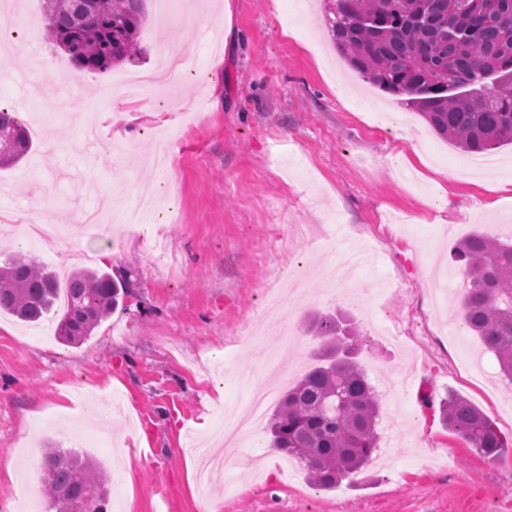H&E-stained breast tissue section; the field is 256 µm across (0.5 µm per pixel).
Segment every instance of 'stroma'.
<instances>
[{"label":"stroma","mask_w":512,"mask_h":512,"mask_svg":"<svg viewBox=\"0 0 512 512\" xmlns=\"http://www.w3.org/2000/svg\"><path fill=\"white\" fill-rule=\"evenodd\" d=\"M171 2L165 20L147 0L136 63L84 74L63 99L76 68L46 39L40 0L9 2L26 44L0 65V97L28 103L17 118L33 150L0 172V253L58 273L108 267L127 274L131 294L78 346L55 339L56 315L25 324L0 313V512H23L28 459L49 443L103 465L107 512H512V386L477 337L454 329L459 289L440 288L458 274L461 238L512 240V200L489 207L470 155L337 54L324 22L332 0H228L226 28L218 0L207 12ZM174 31L189 41L193 78L157 96L107 97L115 76L158 65ZM115 107L131 116L126 140L89 151L86 122ZM161 149L176 217L112 223L109 201L156 181ZM39 204L58 211V253L19 245L15 220ZM93 206L95 229L79 220ZM290 253L307 284L282 297L285 329L269 328L262 285ZM323 314L357 333L355 359L380 393L379 459L355 481L317 488L261 426L237 448L261 470L189 480L187 435L222 457L224 405L260 386L268 355L295 379L311 368ZM451 394L503 435L497 460L444 424Z\"/></svg>","instance_id":"35a3bbf8"}]
</instances>
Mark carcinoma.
<instances>
[{
	"instance_id": "cac0c4a2",
	"label": "carcinoma",
	"mask_w": 512,
	"mask_h": 512,
	"mask_svg": "<svg viewBox=\"0 0 512 512\" xmlns=\"http://www.w3.org/2000/svg\"><path fill=\"white\" fill-rule=\"evenodd\" d=\"M328 24L338 52L366 82L407 104L444 139L471 154L512 142V0H334ZM146 0H41L51 43L76 67L105 73L137 60ZM26 127L0 111V168L32 149ZM465 285L459 313L512 382V245L479 231L456 246ZM125 277L83 269L65 281L33 259L0 260V312L37 323L60 294L61 343L78 345L123 304ZM317 363L280 398L267 430L270 446L296 460L313 482L352 480L379 451L380 406L354 360L355 331L319 318ZM442 420L490 461L504 445L484 412L461 396L440 405ZM42 487L54 512H107L103 468L73 449L47 448Z\"/></svg>"
}]
</instances>
